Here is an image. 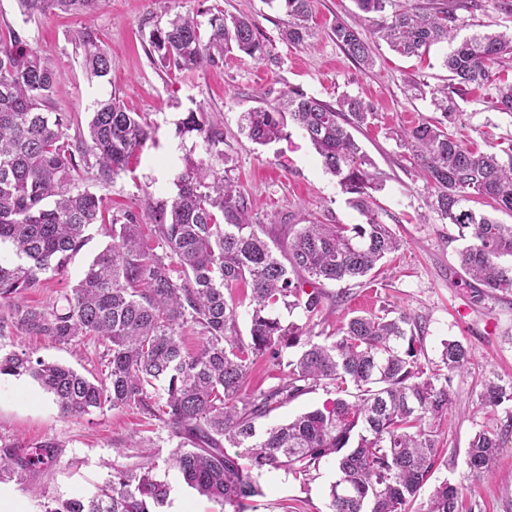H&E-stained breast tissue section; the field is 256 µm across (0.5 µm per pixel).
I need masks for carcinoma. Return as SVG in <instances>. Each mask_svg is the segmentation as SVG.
<instances>
[{
    "label": "carcinoma",
    "mask_w": 512,
    "mask_h": 512,
    "mask_svg": "<svg viewBox=\"0 0 512 512\" xmlns=\"http://www.w3.org/2000/svg\"><path fill=\"white\" fill-rule=\"evenodd\" d=\"M276 1L289 17L282 39L301 44L313 36L310 0H266ZM96 2L17 0L26 22L56 11L88 16ZM355 2L360 11L380 15L375 40L402 56L452 45L442 60L448 83L431 90L442 118L406 129L404 144L431 188L428 206L468 241L459 252L465 275L512 296V265L498 263L512 256V225L469 206L479 200L512 213V143L500 152L494 144L481 150L452 131L455 97L492 82L493 68L512 58V36L479 33L457 40V11L476 7L477 0H429L409 8L396 6L397 0ZM205 14V23L177 14L152 32L150 47L164 68L180 73L217 66L235 51L253 60L269 56L253 19H228L219 9ZM331 34L347 57L372 65L371 43L355 26L338 20ZM75 43L90 78L108 79L112 64L96 30L84 25ZM59 80L55 65L24 47L15 30L0 38V330L9 325L62 345L93 340L104 348L105 373L91 381L69 367L13 352L0 356V375L31 376L65 416L106 405L142 410L166 428L171 461L184 482L229 512H245L260 493L263 472L305 479L324 458L336 459L338 473L329 490L331 512H412L439 461L438 426L454 401L453 380L470 373L468 347L446 342L441 365L427 369L415 348V319L381 309L349 318L321 342L307 337L304 350L285 361L283 347L295 346L303 331L276 316L283 306L315 323L328 299L325 283L366 277L401 249V240L373 213L372 192L382 179L352 134L369 123L373 108L350 96L327 103L292 87L280 104L243 113L241 125L259 146L286 138L290 125L301 130L366 223L303 224L278 258L253 220L249 199L217 168L226 164L224 131L201 109L188 113L177 134L199 137L205 156L185 159L171 204L157 205L151 224L133 211L113 216L112 245L94 257L78 283L50 304L33 305L25 291L39 287L48 273H64L89 227L103 223L102 199L75 187L74 172L83 165L97 181L110 183L150 139L139 113L115 93L95 100L85 131L69 139V116L52 106ZM495 92L496 108L512 116V83ZM501 152L508 162H501ZM238 288L250 289L248 301L234 297ZM243 305L246 336L238 327ZM186 328L202 336L192 353L183 347ZM262 358L287 369L284 382L250 393L249 370ZM317 387L336 393L330 406L257 434V419ZM479 397L491 408L512 402V379L485 378ZM511 435L512 418L496 432H476L466 451L469 473H490ZM228 446L242 452L232 455ZM53 447L50 441L31 450L0 445V476L48 465ZM167 494L150 467L117 469L109 490L46 512H156ZM474 505L467 488L445 480L417 512H474Z\"/></svg>",
    "instance_id": "1"
}]
</instances>
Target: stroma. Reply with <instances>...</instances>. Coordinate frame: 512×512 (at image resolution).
Returning a JSON list of instances; mask_svg holds the SVG:
<instances>
[{
  "mask_svg": "<svg viewBox=\"0 0 512 512\" xmlns=\"http://www.w3.org/2000/svg\"><path fill=\"white\" fill-rule=\"evenodd\" d=\"M213 7L228 16H252L271 61L233 54L225 57L223 65L176 74L151 62L147 49L153 29L165 26L175 14ZM311 8L315 36L296 46L280 37L287 14L265 0H98L86 21L97 28L112 60L109 78L103 82L88 79L74 43L76 31L86 22L82 18L52 13L27 22L16 0H0V34L19 31L32 49L60 69L54 108L70 117L69 135L85 127L94 100L114 92L131 111L140 113L152 138L134 170L103 184L83 168L75 184L101 196L109 212L133 211L147 224L157 203L168 204L175 197L174 176L185 154L196 158L204 154L199 139L176 134V125L187 112L200 108L211 112L223 128L229 175L249 197L252 214L272 243L286 244L301 225L316 220L365 223V216L352 207L336 178L325 172L299 130L289 129L287 139L259 146L242 134L241 117L259 103H276L290 86L328 103L350 95L373 105L375 119L355 138L384 177L382 188L374 193V213L396 232L403 247L370 284H325L326 307L319 322L309 325L310 331L329 336L352 316L389 308L406 311L421 323L424 332L416 340L422 362H439L448 340L468 346L473 366L470 374L453 381L456 401L441 427L442 461L429 483L447 480L473 487L475 512H512V438L504 441L489 475L469 477L465 463L474 434L500 426L512 412L510 403L492 409L482 407L479 400L484 374L512 377V297L488 292L481 301L473 300V288L458 264L464 242L455 225L442 222L427 207L426 183L399 140L404 128L437 117L430 97L414 96L407 86L413 80L433 88L444 85L448 72L442 58L447 47L439 44L423 57L407 58L382 43L374 50L372 66L364 68L336 45L330 27L341 19L360 23L367 33L374 27L372 15L358 10L354 0H312ZM486 32L511 33L512 16L496 11L489 0H480L477 8L461 12L458 35ZM494 101L495 91L487 85L470 88L458 101L461 117L456 129L463 142L483 148L512 140V116L497 111ZM88 236L65 273L45 277L40 287L26 292V301L46 304L77 284L93 257L112 242L103 224L92 225ZM22 351L90 379L100 377L105 365L103 348L96 342L57 345L5 328L0 333V353ZM140 439L147 440V447H137ZM43 440L57 444L48 467L0 479V497L22 501L26 512H45L61 501L96 496L111 484L115 470L143 464L151 465L155 479L169 488L159 512H173L180 502L189 512H225L183 482L170 461L166 429L141 410L95 409L67 418L29 375H1L0 445L28 446ZM336 477L331 458L322 460L303 483L281 471L263 473L260 493L250 499L246 512H330L329 486Z\"/></svg>",
  "mask_w": 512,
  "mask_h": 512,
  "instance_id": "35a3bbf8",
  "label": "stroma"
}]
</instances>
